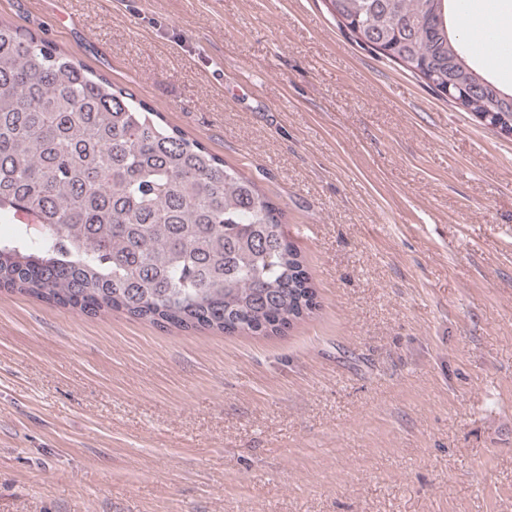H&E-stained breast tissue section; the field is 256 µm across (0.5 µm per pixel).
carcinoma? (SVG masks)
Segmentation results:
<instances>
[{"mask_svg": "<svg viewBox=\"0 0 512 512\" xmlns=\"http://www.w3.org/2000/svg\"><path fill=\"white\" fill-rule=\"evenodd\" d=\"M355 41L483 119L512 94L449 30L450 0H328ZM0 288L158 326L277 336L315 292L282 208L161 113L0 20Z\"/></svg>", "mask_w": 512, "mask_h": 512, "instance_id": "1", "label": "carcinoma"}]
</instances>
